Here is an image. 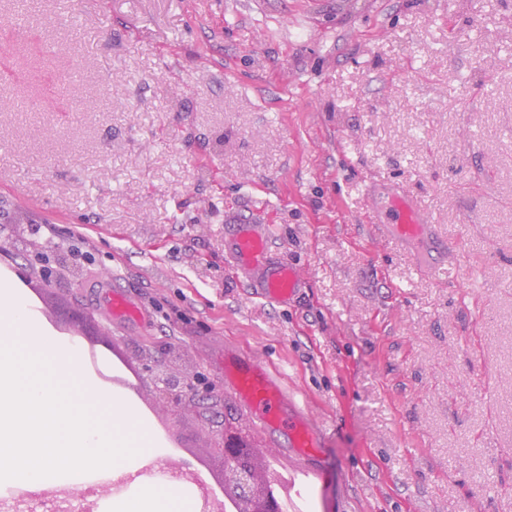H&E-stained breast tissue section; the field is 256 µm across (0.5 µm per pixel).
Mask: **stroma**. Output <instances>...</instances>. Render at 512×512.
I'll list each match as a JSON object with an SVG mask.
<instances>
[{"label":"stroma","mask_w":512,"mask_h":512,"mask_svg":"<svg viewBox=\"0 0 512 512\" xmlns=\"http://www.w3.org/2000/svg\"><path fill=\"white\" fill-rule=\"evenodd\" d=\"M367 184L418 197L449 278L367 224ZM0 200V279L209 486L207 424L154 403L139 351L219 391L224 345L281 372L316 460L225 412L306 512H512V0H0ZM243 218L298 297L232 275ZM105 270L139 325H110Z\"/></svg>","instance_id":"obj_1"}]
</instances>
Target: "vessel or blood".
I'll return each instance as SVG.
<instances>
[{
  "mask_svg": "<svg viewBox=\"0 0 512 512\" xmlns=\"http://www.w3.org/2000/svg\"><path fill=\"white\" fill-rule=\"evenodd\" d=\"M370 221L418 268L447 275L443 256L450 245L413 194L402 188L392 190L373 210ZM271 239V225L237 222L224 230V252L233 275L244 279L255 297L280 304L296 295L304 278L296 265L274 255ZM100 303L113 323L128 327L143 318L140 307L116 283L108 284ZM224 387L265 431L278 435L297 455L309 459L322 447L323 432L302 409L289 407L281 381L260 357L228 350Z\"/></svg>",
  "mask_w": 512,
  "mask_h": 512,
  "instance_id": "1",
  "label": "vessel or blood"
}]
</instances>
